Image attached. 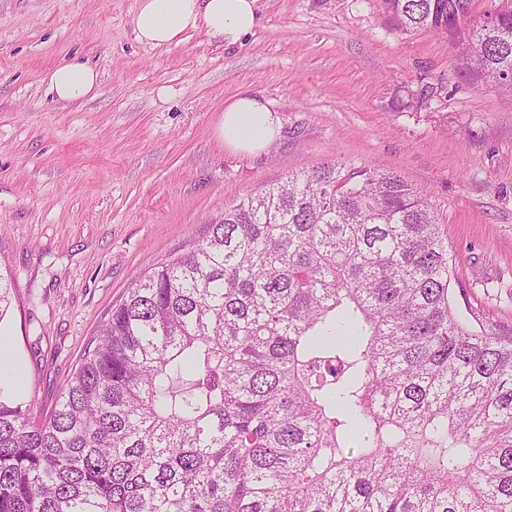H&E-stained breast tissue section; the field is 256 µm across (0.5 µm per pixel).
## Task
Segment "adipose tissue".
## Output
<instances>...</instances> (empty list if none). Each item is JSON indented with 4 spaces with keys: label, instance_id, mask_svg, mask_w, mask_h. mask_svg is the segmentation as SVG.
<instances>
[{
    "label": "adipose tissue",
    "instance_id": "adipose-tissue-1",
    "mask_svg": "<svg viewBox=\"0 0 512 512\" xmlns=\"http://www.w3.org/2000/svg\"><path fill=\"white\" fill-rule=\"evenodd\" d=\"M258 9V0H137L133 28L139 42L154 47L179 44L199 29L233 47L257 27ZM46 82L59 101L82 103L95 90L98 75L74 59L55 66ZM217 134L228 150L259 153L278 139L280 122L266 99L244 92L225 104Z\"/></svg>",
    "mask_w": 512,
    "mask_h": 512
}]
</instances>
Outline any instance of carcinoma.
Here are the masks:
<instances>
[{
  "label": "carcinoma",
  "instance_id": "obj_1",
  "mask_svg": "<svg viewBox=\"0 0 512 512\" xmlns=\"http://www.w3.org/2000/svg\"><path fill=\"white\" fill-rule=\"evenodd\" d=\"M472 3L381 7L512 90V0ZM455 270L395 172L239 198L112 307L49 417L0 385V512H512V336Z\"/></svg>",
  "mask_w": 512,
  "mask_h": 512
}]
</instances>
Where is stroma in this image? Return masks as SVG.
Returning <instances> with one entry per match:
<instances>
[{
  "label": "stroma",
  "mask_w": 512,
  "mask_h": 512,
  "mask_svg": "<svg viewBox=\"0 0 512 512\" xmlns=\"http://www.w3.org/2000/svg\"><path fill=\"white\" fill-rule=\"evenodd\" d=\"M259 5L241 45L196 30L153 48L135 38L136 0H0V340L35 419L133 283L233 200L326 162L426 194L456 304L512 336V92L460 71L441 35L395 30L380 0ZM74 57L99 74L78 106L45 83ZM243 91L279 116L268 151L216 136Z\"/></svg>",
  "instance_id": "obj_1"
}]
</instances>
